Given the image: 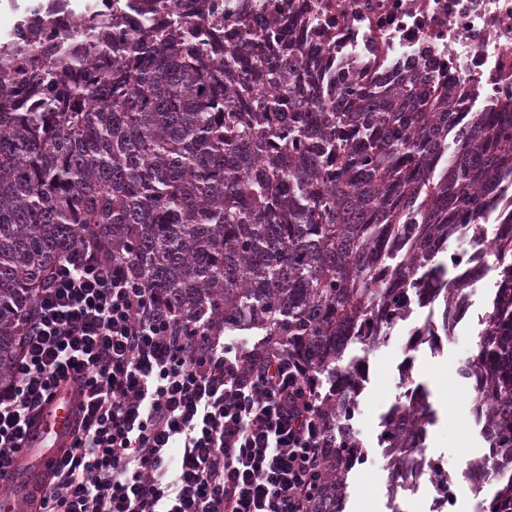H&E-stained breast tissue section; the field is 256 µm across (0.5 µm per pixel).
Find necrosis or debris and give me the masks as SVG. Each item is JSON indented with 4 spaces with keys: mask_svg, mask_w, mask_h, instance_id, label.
Here are the masks:
<instances>
[{
    "mask_svg": "<svg viewBox=\"0 0 512 512\" xmlns=\"http://www.w3.org/2000/svg\"><path fill=\"white\" fill-rule=\"evenodd\" d=\"M109 0H32L9 25L0 46L19 41L32 19L52 12L66 37L106 13ZM196 0L179 10L199 24L235 34L244 25L276 26L299 49L303 71L287 81L301 88L305 72L317 77L321 98L346 90L374 92L388 77L413 69L448 93L450 111L512 100V0H225L223 16L201 13Z\"/></svg>",
    "mask_w": 512,
    "mask_h": 512,
    "instance_id": "4bbe7bcc",
    "label": "necrosis or debris"
}]
</instances>
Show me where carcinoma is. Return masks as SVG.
<instances>
[{
  "instance_id": "cac0c4a2",
  "label": "carcinoma",
  "mask_w": 512,
  "mask_h": 512,
  "mask_svg": "<svg viewBox=\"0 0 512 512\" xmlns=\"http://www.w3.org/2000/svg\"><path fill=\"white\" fill-rule=\"evenodd\" d=\"M131 27L118 15L69 34L53 21L0 68V388L14 381L21 329L56 265L76 248L125 263L174 321L207 336L257 329L307 371L323 434L313 512H343L365 457L353 427L362 363L348 346L380 344L412 305L443 306L468 286L448 254L455 219L512 175V102L448 111V94L410 75L373 98L317 104L254 92L280 86L299 51L276 61L243 51L279 40L247 26L230 38L179 15L176 0ZM224 50L222 68L210 51ZM236 87L229 95L227 86ZM448 163L435 168V155ZM492 310L460 368L474 386L488 453L469 462L482 512H512V240L496 241ZM424 389L390 409L380 443L395 466L428 435Z\"/></svg>"
}]
</instances>
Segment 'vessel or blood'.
Instances as JSON below:
<instances>
[{"label": "vessel or blood", "mask_w": 512, "mask_h": 512, "mask_svg": "<svg viewBox=\"0 0 512 512\" xmlns=\"http://www.w3.org/2000/svg\"><path fill=\"white\" fill-rule=\"evenodd\" d=\"M78 401L76 388L69 383L62 384L29 427L22 446L26 453L36 455L40 476H47L69 447ZM24 487L20 469L0 472V512H34V500L22 496Z\"/></svg>", "instance_id": "1"}]
</instances>
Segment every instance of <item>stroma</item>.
Instances as JSON below:
<instances>
[{"label":"stroma","mask_w":512,"mask_h":512,"mask_svg":"<svg viewBox=\"0 0 512 512\" xmlns=\"http://www.w3.org/2000/svg\"><path fill=\"white\" fill-rule=\"evenodd\" d=\"M496 279V273H489L480 287L470 289L467 313L443 339L440 350L410 343L414 328L440 321V308L430 305L414 306L407 320L390 329L385 343L368 350L358 344L347 349L346 358L365 361L370 381L358 398L353 418L367 455L349 477L345 512H429L436 493L430 483H423L418 493L392 498L384 469L385 450L379 443L383 413L400 402L411 385L428 391L435 411L436 422L426 440L427 456L448 474L447 512H476L478 497L467 463L484 455L487 448L474 413L472 382L462 377L459 369L477 353L482 323L492 309Z\"/></svg>","instance_id":"1"}]
</instances>
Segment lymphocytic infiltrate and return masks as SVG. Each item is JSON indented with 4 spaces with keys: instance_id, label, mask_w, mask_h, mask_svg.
<instances>
[{
    "instance_id": "obj_1",
    "label": "lymphocytic infiltrate",
    "mask_w": 512,
    "mask_h": 512,
    "mask_svg": "<svg viewBox=\"0 0 512 512\" xmlns=\"http://www.w3.org/2000/svg\"><path fill=\"white\" fill-rule=\"evenodd\" d=\"M0 392V469L60 382L87 392L39 512H312L323 454L304 370L189 335L87 250L61 263Z\"/></svg>"
}]
</instances>
